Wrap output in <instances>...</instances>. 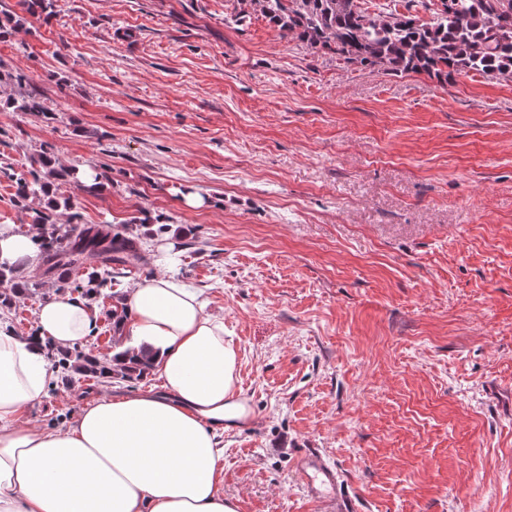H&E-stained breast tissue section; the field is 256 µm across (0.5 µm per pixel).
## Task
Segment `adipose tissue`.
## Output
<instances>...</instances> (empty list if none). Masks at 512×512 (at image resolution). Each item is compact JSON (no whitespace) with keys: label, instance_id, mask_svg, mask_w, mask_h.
<instances>
[{"label":"adipose tissue","instance_id":"ef3b65f1","mask_svg":"<svg viewBox=\"0 0 512 512\" xmlns=\"http://www.w3.org/2000/svg\"><path fill=\"white\" fill-rule=\"evenodd\" d=\"M40 258L37 229L0 225V264L32 270ZM123 294L121 333L149 356L161 389L103 397L64 431L24 417L53 375L45 342L77 344L96 308L57 292L39 304L34 336L0 326V512H237L221 487V439L251 409L223 316L168 270Z\"/></svg>","mask_w":512,"mask_h":512}]
</instances>
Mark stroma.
Instances as JSON below:
<instances>
[{
  "instance_id": "1",
  "label": "stroma",
  "mask_w": 512,
  "mask_h": 512,
  "mask_svg": "<svg viewBox=\"0 0 512 512\" xmlns=\"http://www.w3.org/2000/svg\"><path fill=\"white\" fill-rule=\"evenodd\" d=\"M55 117L0 112V161L41 147L82 223L155 222L224 318L253 410L225 434L238 512H334L299 478L319 449L356 512H512V81L443 86L311 54L243 0H58L0 38ZM52 280L0 306L34 331ZM81 343L111 355L115 297ZM55 372L29 425L143 392Z\"/></svg>"
}]
</instances>
